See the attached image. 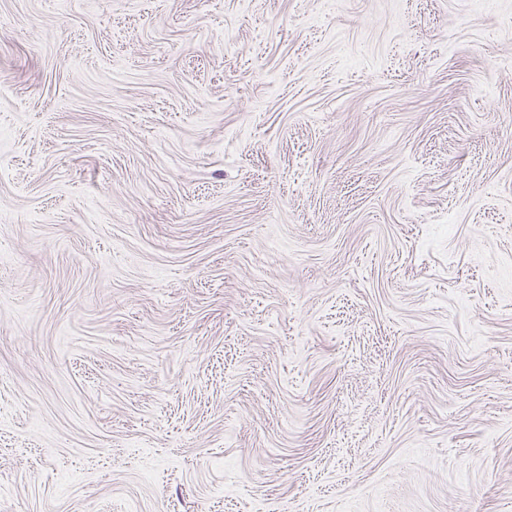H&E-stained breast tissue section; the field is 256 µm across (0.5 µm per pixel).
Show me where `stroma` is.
Returning a JSON list of instances; mask_svg holds the SVG:
<instances>
[{"label": "stroma", "mask_w": 512, "mask_h": 512, "mask_svg": "<svg viewBox=\"0 0 512 512\" xmlns=\"http://www.w3.org/2000/svg\"><path fill=\"white\" fill-rule=\"evenodd\" d=\"M0 512H512V0H0Z\"/></svg>", "instance_id": "stroma-1"}]
</instances>
